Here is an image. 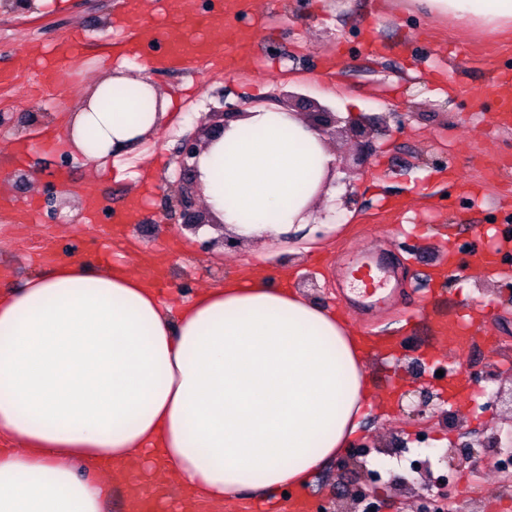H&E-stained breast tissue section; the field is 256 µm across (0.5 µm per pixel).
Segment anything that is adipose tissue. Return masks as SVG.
<instances>
[{"label":"adipose tissue","mask_w":512,"mask_h":512,"mask_svg":"<svg viewBox=\"0 0 512 512\" xmlns=\"http://www.w3.org/2000/svg\"><path fill=\"white\" fill-rule=\"evenodd\" d=\"M496 35L512 0H415ZM135 75L100 79L66 119L91 159L158 136L171 101ZM339 158L295 112L252 108L197 158L211 215L261 249L246 274L165 301L123 257L62 261L0 290V512H105L112 495L203 512L301 490L388 413L349 321L266 271L305 227Z\"/></svg>","instance_id":"adipose-tissue-1"}]
</instances>
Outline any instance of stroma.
I'll return each mask as SVG.
<instances>
[{
    "mask_svg": "<svg viewBox=\"0 0 512 512\" xmlns=\"http://www.w3.org/2000/svg\"><path fill=\"white\" fill-rule=\"evenodd\" d=\"M180 0H52L50 6L20 14L0 13V110L14 113L15 124L0 131V178L17 170L37 172L26 190L7 187L0 199L12 207L0 212V286L18 287L47 269L40 255L53 249L56 260L68 253L99 256L108 240L113 213L130 198L140 200L135 223L122 237L139 239L144 249L129 255L141 270L157 244L180 245L164 268L165 295L178 284L196 291L236 273L250 247L223 259L200 253L193 235L154 228L153 213L175 190L173 150L207 113L227 107L247 109L295 91L336 112L342 123L354 118L371 128L376 149L355 173H348L355 149L348 138L336 141L344 164L335 179L337 194L354 185L359 204L343 211L341 225L314 248L290 243L288 261L314 283L303 293L324 301L358 330L398 346L396 364L371 360L369 377L377 392L395 396L421 385L436 396L439 417L430 424L394 406L390 415L368 416L355 442L415 447L420 431L429 434L433 489L443 486L448 468L439 440L456 441L467 430L505 428L504 414L488 396L478 395L474 373L495 369L512 375V258L500 255L495 268L476 280H440L448 256L466 264V247L480 245L483 230L512 233V204L500 192L512 183V130L491 127L476 102L490 72L484 63L452 58L463 45L485 51L494 37L469 33L452 20H433L409 0H248L233 25L248 33L234 71L216 75L206 68L180 71L156 66L167 50L164 31ZM138 10L159 32L141 58L151 60L147 75L162 94L174 99L173 117L159 140H148L126 155L123 170L102 168L65 146L44 149V132L63 135L66 117L84 103L108 69L123 62L116 44L127 32L119 16ZM406 115L397 129L392 115ZM100 206L86 220L85 202ZM392 254L403 282L385 291L383 303L359 307L357 292L338 281V266L359 249ZM471 317L474 341L432 333L429 316ZM454 369L462 387L448 396V379L435 367ZM480 401L467 420L448 419L458 402ZM383 480L374 484L381 512H412V490L396 491L391 482L410 478L399 458L379 456ZM452 485L455 512H512V488L504 487L490 452L481 450L457 463ZM356 469L329 462L308 486L310 512H324Z\"/></svg>",
    "mask_w": 512,
    "mask_h": 512,
    "instance_id": "obj_1",
    "label": "stroma"
}]
</instances>
